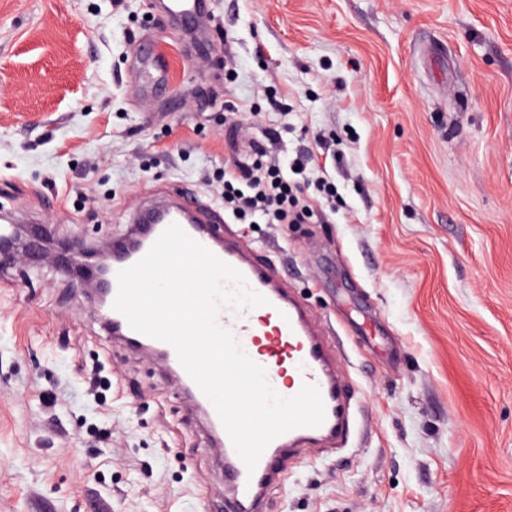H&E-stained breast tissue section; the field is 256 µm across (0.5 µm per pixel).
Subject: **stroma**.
<instances>
[{"label":"stroma","instance_id":"1","mask_svg":"<svg viewBox=\"0 0 512 512\" xmlns=\"http://www.w3.org/2000/svg\"><path fill=\"white\" fill-rule=\"evenodd\" d=\"M0 0V212L97 247L287 126L335 204L228 221L338 348L361 431L267 512H512V0ZM139 51L170 90L143 97ZM276 87L288 115L269 112ZM243 129L225 134V102ZM102 362L112 385L87 391ZM200 418L57 255L0 264V512H224ZM212 0H167L164 11L169 19L192 20L213 14Z\"/></svg>","mask_w":512,"mask_h":512}]
</instances>
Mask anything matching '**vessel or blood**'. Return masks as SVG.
I'll use <instances>...</instances> for the list:
<instances>
[{
  "label": "vessel or blood",
  "instance_id": "1",
  "mask_svg": "<svg viewBox=\"0 0 512 512\" xmlns=\"http://www.w3.org/2000/svg\"><path fill=\"white\" fill-rule=\"evenodd\" d=\"M164 11L168 18L196 22L212 14L213 0H166ZM136 63L145 88L157 92L167 87L168 64L164 58L140 55ZM200 209L199 195H183L181 201L140 219V230L132 241L115 240L107 282L109 296L117 294V272L138 262L169 225L178 224L191 238L240 271L250 289L266 298V305L259 311L222 309L218 323L229 329L243 351L265 369L268 382L280 396H294L306 384L316 386L324 404L323 423L278 436L265 448L255 470H247L213 404L182 367L175 349L133 330L114 308H107L100 320L111 329L113 339L156 356L165 375L178 382L190 407L201 415L207 439L217 449L224 471V512H265L270 490L284 484L290 453L311 443L332 449L349 442L354 427L350 412L354 396L336 373L333 351L276 270L237 239L224 236L221 216L214 214L208 221H200Z\"/></svg>",
  "mask_w": 512,
  "mask_h": 512
}]
</instances>
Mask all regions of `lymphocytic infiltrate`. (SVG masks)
Returning a JSON list of instances; mask_svg holds the SVG:
<instances>
[{"instance_id": "1", "label": "lymphocytic infiltrate", "mask_w": 512, "mask_h": 512, "mask_svg": "<svg viewBox=\"0 0 512 512\" xmlns=\"http://www.w3.org/2000/svg\"><path fill=\"white\" fill-rule=\"evenodd\" d=\"M281 139L277 128H264L249 151L225 164L219 197L233 218L248 217L256 224H299L313 215L317 199L334 198V185L323 177L315 180L316 195L307 193L293 173L313 166V156L302 150L294 159H285Z\"/></svg>"}]
</instances>
